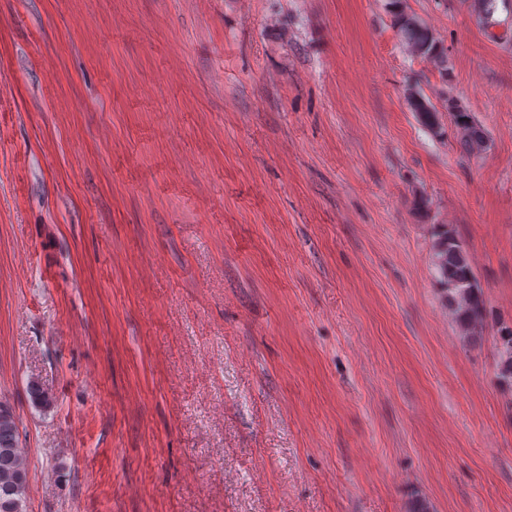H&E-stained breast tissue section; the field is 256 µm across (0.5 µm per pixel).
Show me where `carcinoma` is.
I'll return each instance as SVG.
<instances>
[{
	"instance_id": "obj_1",
	"label": "carcinoma",
	"mask_w": 512,
	"mask_h": 512,
	"mask_svg": "<svg viewBox=\"0 0 512 512\" xmlns=\"http://www.w3.org/2000/svg\"><path fill=\"white\" fill-rule=\"evenodd\" d=\"M393 25L406 50L429 59L448 73V57L430 26L420 17L406 12L402 0H389ZM408 104L419 121L436 135L443 134L440 113L432 102L416 91L408 92ZM457 140L467 154L485 149L484 130L464 108L448 101ZM434 271L443 286L444 301L463 338L471 341L482 331L486 309L467 251L455 231L439 225L435 232ZM497 375L502 384L512 387V328L503 327L497 336ZM28 491V467L19 448V433L10 408L0 402V512H24Z\"/></svg>"
}]
</instances>
